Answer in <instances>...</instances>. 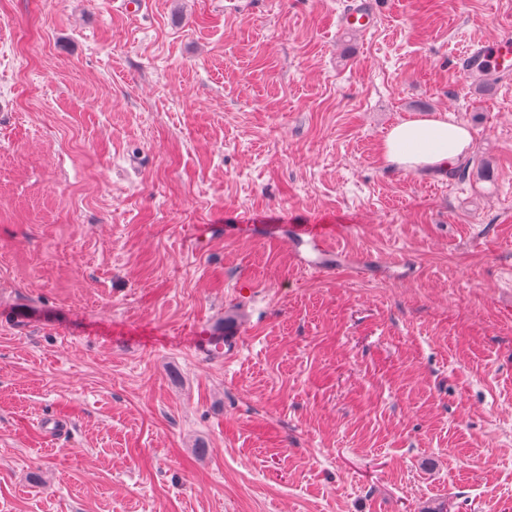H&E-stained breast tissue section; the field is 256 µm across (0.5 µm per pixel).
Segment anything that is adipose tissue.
<instances>
[{
    "mask_svg": "<svg viewBox=\"0 0 512 512\" xmlns=\"http://www.w3.org/2000/svg\"><path fill=\"white\" fill-rule=\"evenodd\" d=\"M471 141L466 126L442 113L392 126L382 155L387 164L405 172L444 171L467 155Z\"/></svg>",
    "mask_w": 512,
    "mask_h": 512,
    "instance_id": "ef3b65f1",
    "label": "adipose tissue"
}]
</instances>
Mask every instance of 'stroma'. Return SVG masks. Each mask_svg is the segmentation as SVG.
<instances>
[{
    "label": "stroma",
    "mask_w": 512,
    "mask_h": 512,
    "mask_svg": "<svg viewBox=\"0 0 512 512\" xmlns=\"http://www.w3.org/2000/svg\"><path fill=\"white\" fill-rule=\"evenodd\" d=\"M346 5L0 0V512H512V0ZM439 112L464 178L384 163ZM375 13L367 0H351L338 19L337 31L364 35L370 29ZM457 70L465 81L474 77L495 80L512 71V38L471 44L458 60ZM324 224H297L293 227L296 241L300 244L309 243L319 251L318 258L305 264V267L313 270H333L335 258H340L338 250H334L329 244V236L324 229ZM194 337V346L207 355L234 356L240 349L242 336L236 328L216 330L207 329L197 333Z\"/></svg>",
    "instance_id": "obj_1"
}]
</instances>
